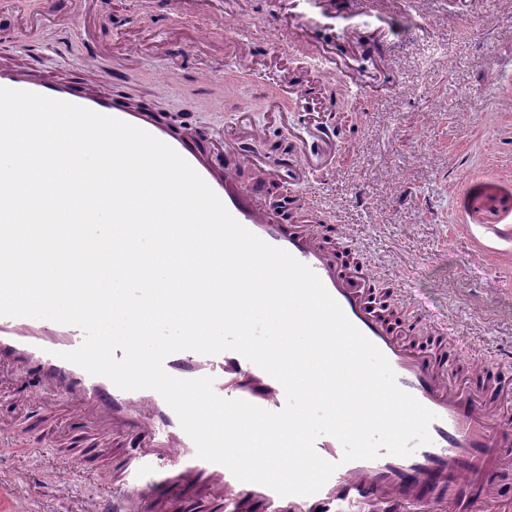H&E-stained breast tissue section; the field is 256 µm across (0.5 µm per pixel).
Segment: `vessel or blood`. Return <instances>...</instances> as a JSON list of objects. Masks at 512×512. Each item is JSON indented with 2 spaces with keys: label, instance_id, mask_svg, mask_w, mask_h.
<instances>
[{
  "label": "vessel or blood",
  "instance_id": "obj_1",
  "mask_svg": "<svg viewBox=\"0 0 512 512\" xmlns=\"http://www.w3.org/2000/svg\"><path fill=\"white\" fill-rule=\"evenodd\" d=\"M0 87L88 108L135 125L169 145L239 223L319 276L348 321L388 359L399 387L436 415L429 426L430 443L407 457L385 454L346 463L341 444L331 436H320L316 451L337 463V470L313 495L281 496L267 486L239 481L223 465L197 458L194 442L157 392L120 390L109 379L64 360V353L84 340L79 327L53 321L37 327L28 317L0 316V360L23 365L30 380L70 394L74 418L91 411L126 435L129 468L122 488L102 495L96 512H138L144 502L152 512H164L155 482L173 471L183 484L212 479V493L223 498L224 512H480L481 505L496 494V477L512 466V459L504 454L512 447V430H507L498 408L499 385L492 369L474 367L457 384L446 380L447 352L434 354L426 345L409 341V321L375 312L369 302L372 276L366 269L344 265L307 225L282 223L265 197L238 183L232 172L216 177L214 158L204 140L186 138L162 119L130 111L119 100L89 98L75 86L35 84L0 74ZM164 368L181 379L213 377L215 393L225 399H242L273 412L286 404L283 386L234 351L217 355L181 351L168 356Z\"/></svg>",
  "mask_w": 512,
  "mask_h": 512
}]
</instances>
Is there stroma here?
<instances>
[{"mask_svg":"<svg viewBox=\"0 0 512 512\" xmlns=\"http://www.w3.org/2000/svg\"><path fill=\"white\" fill-rule=\"evenodd\" d=\"M177 0H71L0 7V70L81 83L97 97L150 106L187 136L224 149L260 129L258 151L308 148L313 174L290 195L317 201L330 245L369 266L388 302L418 319L432 349L458 348V373L512 357V0H325L311 37L324 53L279 54L291 22L282 0H202L203 29L173 23ZM233 15L239 55L225 50ZM345 64L368 83L328 76ZM305 100L289 101L283 73ZM287 100L270 113L267 102ZM334 126L338 145L324 144ZM49 426H26L17 377H0V474L23 512H91L102 481L75 463L69 395L45 389Z\"/></svg>","mask_w":512,"mask_h":512,"instance_id":"35a3bbf8","label":"stroma"}]
</instances>
